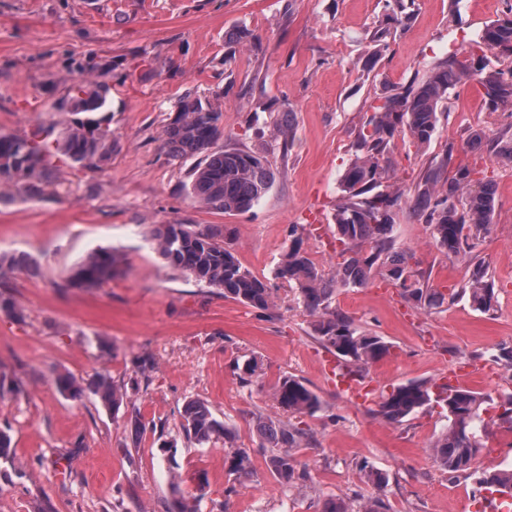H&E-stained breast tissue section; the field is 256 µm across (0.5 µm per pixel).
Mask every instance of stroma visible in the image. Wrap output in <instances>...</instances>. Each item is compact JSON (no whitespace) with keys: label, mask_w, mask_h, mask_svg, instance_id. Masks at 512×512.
<instances>
[{"label":"stroma","mask_w":512,"mask_h":512,"mask_svg":"<svg viewBox=\"0 0 512 512\" xmlns=\"http://www.w3.org/2000/svg\"><path fill=\"white\" fill-rule=\"evenodd\" d=\"M511 8L512 0H414L396 23L386 0H0V131L23 134L58 121L52 104L62 83L81 79L88 60L116 74V148L107 166L62 167L37 197L0 180V255L29 261L5 283L17 316L0 312V430L17 453L15 464L0 461V512H165L176 474L186 494L197 475L206 476L199 512H318L329 496L373 494L364 464L386 473L390 512H484L474 478L450 477L430 454L448 424L441 407L399 425L375 410L393 386L439 383L462 370L482 374L474 388L492 403L512 394V371L496 360L499 348H512V163L488 147L512 134V113L489 111L476 80L466 79L449 90L429 146L395 139L390 177L405 192L448 155L493 180V222L471 258L449 259L407 208L395 235L446 294L468 279L471 259L484 261L495 307L484 314L460 298L425 312L379 278L338 289L334 307L392 346L369 367L365 399L350 397L327 372L332 355L314 340L312 317L276 270L294 226L316 266L332 272L333 206L374 106L426 66L451 54L467 59L485 26ZM381 25L391 28L382 50L371 40ZM243 28L253 38L236 42ZM188 92L220 103L225 149L261 154L272 165V188L249 212L200 207L186 190L192 160L162 150L175 102ZM286 111L296 115L288 142L274 136ZM477 132L484 147L468 148ZM154 224L222 227L243 267L271 288L274 308L259 313L170 268L149 237ZM100 247L123 256L124 275L98 288L65 287ZM145 355L154 360L150 381L116 414L54 383L59 374H104L127 385ZM251 357L265 376L248 386L237 366ZM285 375L303 379L323 402L300 418L313 433L299 453L309 477L288 488L268 469L256 431L258 417L283 418L271 388ZM17 383L23 393H10ZM190 399L205 401L236 446L250 450L251 477L230 471L223 443L183 440L180 411ZM135 407L146 423L138 436L127 424ZM173 439L171 460L162 445ZM482 442L475 469L512 467V434L493 426ZM233 485L237 494L226 495Z\"/></svg>","instance_id":"obj_1"}]
</instances>
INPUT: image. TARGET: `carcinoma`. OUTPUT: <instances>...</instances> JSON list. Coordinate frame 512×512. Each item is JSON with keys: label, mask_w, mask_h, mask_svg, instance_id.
<instances>
[{"label": "carcinoma", "mask_w": 512, "mask_h": 512, "mask_svg": "<svg viewBox=\"0 0 512 512\" xmlns=\"http://www.w3.org/2000/svg\"><path fill=\"white\" fill-rule=\"evenodd\" d=\"M485 50L512 59V15L486 25L479 52L470 54L468 63L457 64L453 55L440 59L417 83L385 97L374 107L359 133L357 154L343 175L342 196L334 208L336 241L342 245L334 273H320L303 247L297 228L289 231L291 242L276 275L295 286L297 303L314 318V339L341 360L351 377H359L363 368L390 355L391 344L360 329L351 318L332 308L336 290L364 287L379 276L400 288L401 297L416 309L430 311L447 301L445 294L431 288L429 279L413 269L414 254L397 246L394 231L404 192L389 184L386 155L391 141L401 134L409 136L417 148L426 147L437 129L440 103L447 99L448 89L464 79L477 80L488 109L512 111V66L505 70L490 68ZM83 71V79L63 87L61 99L70 101L73 110L62 130L50 125L37 126L24 135L0 131V180L12 183L20 194L41 195L55 183L65 165L100 170L111 161L116 141L112 131L102 126L98 114L108 111L112 104V70L89 61ZM222 117L223 113L211 103L184 94L176 103L175 116L163 130V148L175 159L199 157L188 193L204 208L223 214L246 213L270 190L274 172L263 156L228 151L220 145L224 138ZM451 162L449 152L444 162L446 175H428L418 185L410 209L425 218L438 245L457 257L468 252L470 241L488 232L495 188L490 181L474 180V169L469 166H453ZM151 237L174 270L222 290L224 297L253 309L273 308L271 288L243 268L235 253L224 246L221 230L155 224ZM121 274L120 257L110 248H100L75 267L67 286L95 288ZM460 294L478 311L494 309L495 292L483 262L473 264ZM55 385L75 399L92 396L114 413L119 412L127 396L125 388L102 374L89 380L59 374ZM272 398L294 417L312 416L321 407L319 396L295 376L278 380L272 386ZM487 400L470 389L411 381L383 396L376 415L399 425L434 403L440 405L447 411L448 426L433 441L430 451L438 467L456 477L471 470L482 448L478 431L485 425L482 414ZM180 418V428L188 441L201 447L223 441L230 446V470L239 475L253 474L250 451L233 447L232 433L204 401H187ZM494 422L512 433V395L498 404ZM256 429L259 448L281 485L288 488L307 477L306 472L298 470V451L312 439L308 430L271 418L259 419ZM361 470L377 493L361 500L355 509L342 498H330L322 503L320 512H388L381 494L387 476L365 465ZM476 483L487 491L512 496V468L483 471ZM199 500L176 487L167 512H198Z\"/></svg>", "instance_id": "cac0c4a2"}]
</instances>
